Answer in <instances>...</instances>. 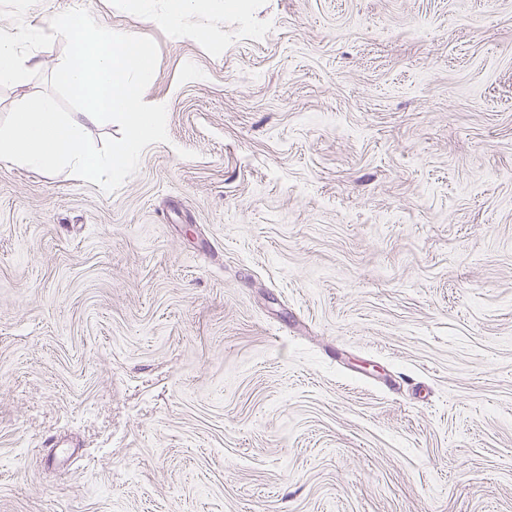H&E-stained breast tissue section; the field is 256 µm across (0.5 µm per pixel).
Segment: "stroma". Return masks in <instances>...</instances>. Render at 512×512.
Returning <instances> with one entry per match:
<instances>
[{
  "label": "stroma",
  "mask_w": 512,
  "mask_h": 512,
  "mask_svg": "<svg viewBox=\"0 0 512 512\" xmlns=\"http://www.w3.org/2000/svg\"><path fill=\"white\" fill-rule=\"evenodd\" d=\"M78 7L169 140L0 161V512H512V0ZM139 14L147 21L165 27L177 28L181 24L185 13H211L215 10H224L223 0H169L171 8L163 13H156L151 8L152 0H135Z\"/></svg>",
  "instance_id": "obj_1"
}]
</instances>
